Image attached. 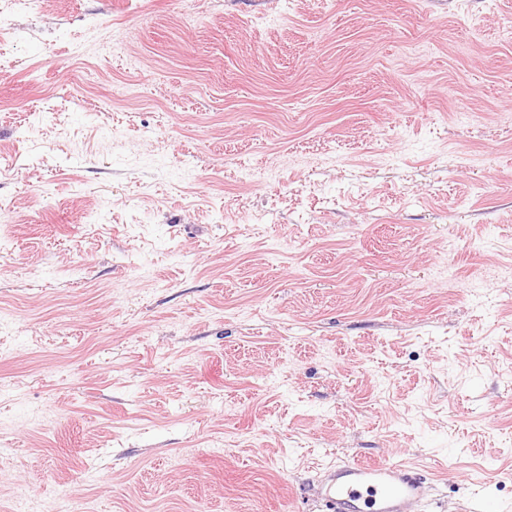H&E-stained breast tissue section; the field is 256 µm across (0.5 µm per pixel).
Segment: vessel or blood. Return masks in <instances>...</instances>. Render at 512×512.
<instances>
[{"label":"vessel or blood","mask_w":512,"mask_h":512,"mask_svg":"<svg viewBox=\"0 0 512 512\" xmlns=\"http://www.w3.org/2000/svg\"><path fill=\"white\" fill-rule=\"evenodd\" d=\"M320 494L322 512H412L431 486L404 463L342 462L325 472Z\"/></svg>","instance_id":"vessel-or-blood-1"}]
</instances>
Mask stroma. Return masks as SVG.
I'll use <instances>...</instances> for the list:
<instances>
[{
  "instance_id": "stroma-1",
  "label": "stroma",
  "mask_w": 512,
  "mask_h": 512,
  "mask_svg": "<svg viewBox=\"0 0 512 512\" xmlns=\"http://www.w3.org/2000/svg\"><path fill=\"white\" fill-rule=\"evenodd\" d=\"M512 0H21L0 512H512ZM430 483L406 463L342 462L320 484L322 512H409L426 504Z\"/></svg>"
}]
</instances>
